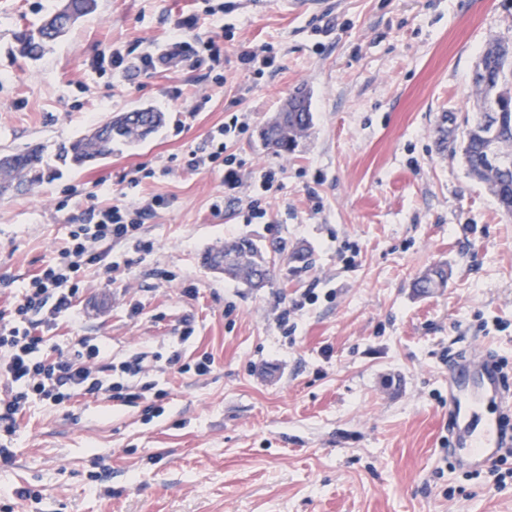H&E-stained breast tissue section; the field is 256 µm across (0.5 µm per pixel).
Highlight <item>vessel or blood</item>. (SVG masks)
<instances>
[{
	"label": "vessel or blood",
	"mask_w": 512,
	"mask_h": 512,
	"mask_svg": "<svg viewBox=\"0 0 512 512\" xmlns=\"http://www.w3.org/2000/svg\"><path fill=\"white\" fill-rule=\"evenodd\" d=\"M448 370L449 451L460 467L480 472L512 447V430L500 417L512 409V390L505 387L495 358L482 348L449 357ZM488 405L497 406L499 416H486Z\"/></svg>",
	"instance_id": "1"
}]
</instances>
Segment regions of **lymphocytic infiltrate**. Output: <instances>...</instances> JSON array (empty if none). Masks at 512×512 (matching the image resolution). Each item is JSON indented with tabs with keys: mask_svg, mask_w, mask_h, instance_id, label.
I'll return each mask as SVG.
<instances>
[{
	"mask_svg": "<svg viewBox=\"0 0 512 512\" xmlns=\"http://www.w3.org/2000/svg\"><path fill=\"white\" fill-rule=\"evenodd\" d=\"M247 123L234 115L211 132L206 144L190 154L187 169L198 171L223 165L228 181H236V158L225 151L226 137L243 132ZM139 222L127 219L116 205L88 207L86 221L72 231L61 262L43 267L29 281L9 312L0 311V430L6 436L17 432L18 421L36 401L61 406L74 396H96L114 392L124 402L138 400L130 388L107 385L99 376V364L106 356L104 344L87 336L71 339L67 354L59 355L48 333L54 330L59 313L72 307L79 291L72 273L84 267L103 268L113 242L137 240ZM54 304L45 321L46 333L36 334L24 328L29 312L44 304Z\"/></svg>",
	"mask_w": 512,
	"mask_h": 512,
	"instance_id": "obj_1",
	"label": "lymphocytic infiltrate"
}]
</instances>
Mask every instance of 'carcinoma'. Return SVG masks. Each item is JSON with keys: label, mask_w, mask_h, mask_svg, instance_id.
Masks as SVG:
<instances>
[{"label": "carcinoma", "mask_w": 512, "mask_h": 512, "mask_svg": "<svg viewBox=\"0 0 512 512\" xmlns=\"http://www.w3.org/2000/svg\"><path fill=\"white\" fill-rule=\"evenodd\" d=\"M51 14L43 16L38 23L25 26L13 33L19 55L30 60L44 56L58 40L54 23L48 22ZM501 42L496 41L484 49L485 75L483 81L474 85L477 101L490 102L498 98L506 103L500 113L503 126L512 130V56L498 54ZM288 104L299 107L297 112L277 114L265 127V145L278 154L292 153L313 128V113L309 94L299 88L288 97ZM165 121L164 113L152 109L117 114L97 125L90 133L73 140L63 151V156L74 165L90 160L105 159L112 155L113 147L141 142L146 136L138 133V126L148 128V133L157 131ZM490 128L479 121L478 113L464 117L461 137L448 138V134L436 135V144L441 150L447 148L459 154L467 176L482 185L494 198L499 209L512 215V168L503 171L490 163L486 147ZM45 164L42 150L35 147L25 151L5 153L0 156V189L30 186L43 178ZM235 255L240 269L233 279L250 288H264L276 275V264L270 263L265 251L249 238L227 242L223 247L210 250L205 255L210 268L221 265L224 256ZM448 283V271L438 265L431 268L413 284L420 294H428Z\"/></svg>", "instance_id": "1"}]
</instances>
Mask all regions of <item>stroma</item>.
<instances>
[{
	"mask_svg": "<svg viewBox=\"0 0 512 512\" xmlns=\"http://www.w3.org/2000/svg\"><path fill=\"white\" fill-rule=\"evenodd\" d=\"M56 3L0 0V154L40 146L54 169L0 192V310L92 203L152 202L147 250L116 243V271L79 272L78 317L54 331L62 348L89 336L111 361L149 360L128 380L145 389L136 402L31 404L0 466V512H512V486L448 467L449 354L480 345L512 365V216L435 144L444 114L476 111L474 66L512 41V0H224L219 16L205 0H98L42 59L21 58L16 25ZM186 20L219 61L148 74L107 62L171 42ZM244 45L271 47L274 67L243 69ZM297 88L314 127L273 154L261 131ZM147 107L165 122L141 143L60 160L98 123ZM235 112L248 122L226 143L237 185L220 165L185 170ZM138 165L152 175L134 187L123 176ZM269 169L264 216L248 220ZM242 236L276 260L271 285L205 264ZM435 265L447 287L415 293ZM306 292L284 332L277 314ZM178 348L186 364L209 355V372L168 365Z\"/></svg>",
	"mask_w": 512,
	"mask_h": 512,
	"instance_id": "35a3bbf8",
	"label": "stroma"
}]
</instances>
